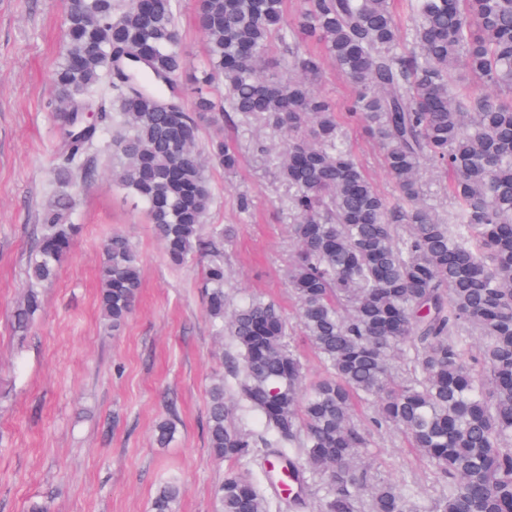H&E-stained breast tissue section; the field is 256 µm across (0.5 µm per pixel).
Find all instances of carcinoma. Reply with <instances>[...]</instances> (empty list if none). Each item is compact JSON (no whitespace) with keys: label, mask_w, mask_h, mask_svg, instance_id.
<instances>
[{"label":"carcinoma","mask_w":512,"mask_h":512,"mask_svg":"<svg viewBox=\"0 0 512 512\" xmlns=\"http://www.w3.org/2000/svg\"><path fill=\"white\" fill-rule=\"evenodd\" d=\"M407 7L415 20L408 53L391 0H304L290 28L286 0H197L204 56L187 107L161 81L188 66L177 0L70 6L52 78L62 134L53 176L93 178L89 150L112 119L122 127L119 180L145 207L168 263L186 267L210 252L206 312L232 354L226 379L210 390L207 447L216 460L259 462L225 476L218 512H301L311 489L317 512H512V0ZM326 58L356 87L347 110L379 139L393 202L345 144L333 104L314 90ZM64 104L100 113L98 123L72 129ZM226 112L256 116L287 137L278 165L293 189L286 280L325 369L308 388L275 302L252 299L224 318V234L203 238L212 193L195 149L209 123L211 162L237 170L239 151L217 125ZM424 167L448 181L446 222L423 202ZM69 216L66 195L41 214L26 269L31 288L15 311L22 331L42 308L38 287L57 276L78 232ZM99 277L100 312L117 331L142 277L127 236L105 240ZM361 405L436 475L435 498L425 503L406 484L373 480ZM244 418L260 430L237 425ZM173 434L171 420L156 424L159 446ZM278 467L296 492L278 490ZM181 494L180 485L163 484L152 512H174Z\"/></svg>","instance_id":"obj_1"}]
</instances>
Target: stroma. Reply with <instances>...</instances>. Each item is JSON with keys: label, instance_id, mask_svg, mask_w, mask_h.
I'll return each instance as SVG.
<instances>
[{"label": "stroma", "instance_id": "stroma-1", "mask_svg": "<svg viewBox=\"0 0 512 512\" xmlns=\"http://www.w3.org/2000/svg\"><path fill=\"white\" fill-rule=\"evenodd\" d=\"M68 0H0V512H150L157 488L182 484L175 512H216L215 490L229 467L208 451L209 388L226 373L228 343L208 317L201 265L174 269L143 206L112 177V140L93 156L94 180L57 184L51 162L62 135L54 119L53 70L65 49ZM318 91L340 108L342 134L386 197L393 183L381 146L344 115L352 85L326 66ZM224 134L241 162L234 173L207 165L212 188L204 231L231 229L224 248L231 305L259 296L288 321L296 304L284 279L293 243L289 189L278 173L280 137L261 121L228 112ZM81 225L57 278L40 288L43 308L27 330L14 324L28 290L32 231L57 194ZM254 208L243 215L240 194ZM126 234L143 267L135 309L109 331L100 315L97 270L103 240ZM170 418L173 441L154 429ZM380 480L440 490L429 468L394 430L374 431L367 455Z\"/></svg>", "mask_w": 512, "mask_h": 512}]
</instances>
